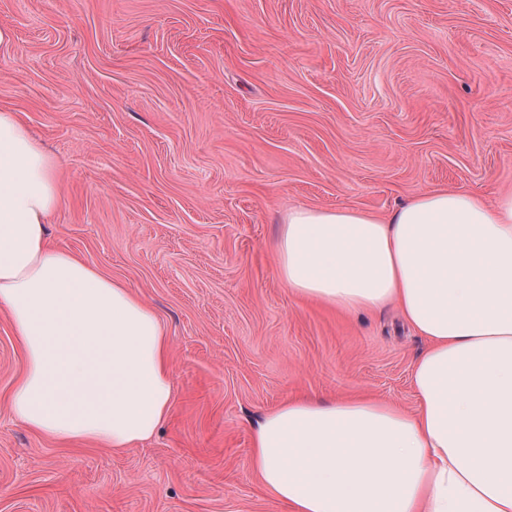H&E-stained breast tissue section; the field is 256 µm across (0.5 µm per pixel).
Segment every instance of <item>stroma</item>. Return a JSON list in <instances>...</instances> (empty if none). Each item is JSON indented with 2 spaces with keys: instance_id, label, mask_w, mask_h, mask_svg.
I'll use <instances>...</instances> for the list:
<instances>
[{
  "instance_id": "stroma-1",
  "label": "stroma",
  "mask_w": 512,
  "mask_h": 512,
  "mask_svg": "<svg viewBox=\"0 0 512 512\" xmlns=\"http://www.w3.org/2000/svg\"><path fill=\"white\" fill-rule=\"evenodd\" d=\"M0 27V107L60 166L49 234L156 310L173 391L149 441L46 439L6 400L26 359L0 310V512H285L256 417L415 407L425 339L298 299L274 243L299 206L512 191V0H0Z\"/></svg>"
}]
</instances>
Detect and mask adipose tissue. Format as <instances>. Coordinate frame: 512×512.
<instances>
[{"label":"adipose tissue","instance_id":"ef3b65f1","mask_svg":"<svg viewBox=\"0 0 512 512\" xmlns=\"http://www.w3.org/2000/svg\"><path fill=\"white\" fill-rule=\"evenodd\" d=\"M58 164L0 108V309L26 369L8 402L37 434L120 449L170 411L169 338L120 281L54 246ZM289 291L396 304L427 348L417 407L292 399L252 429L249 468L289 512H512V193L422 192L385 218L296 207L275 245Z\"/></svg>","mask_w":512,"mask_h":512}]
</instances>
